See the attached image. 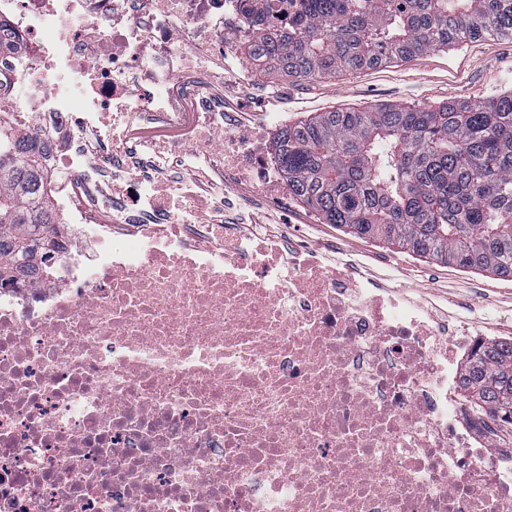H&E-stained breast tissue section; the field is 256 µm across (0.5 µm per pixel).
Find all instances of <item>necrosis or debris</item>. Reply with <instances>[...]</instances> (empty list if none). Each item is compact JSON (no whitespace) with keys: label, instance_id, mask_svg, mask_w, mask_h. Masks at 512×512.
Wrapping results in <instances>:
<instances>
[{"label":"necrosis or debris","instance_id":"necrosis-or-debris-1","mask_svg":"<svg viewBox=\"0 0 512 512\" xmlns=\"http://www.w3.org/2000/svg\"><path fill=\"white\" fill-rule=\"evenodd\" d=\"M233 0H0L69 231L0 279V512H512L418 302L252 262ZM150 230L139 233L138 225Z\"/></svg>","mask_w":512,"mask_h":512}]
</instances>
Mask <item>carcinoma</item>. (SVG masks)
<instances>
[{
  "mask_svg": "<svg viewBox=\"0 0 512 512\" xmlns=\"http://www.w3.org/2000/svg\"><path fill=\"white\" fill-rule=\"evenodd\" d=\"M240 47L280 74L315 80L407 62L492 35L512 37V0H288V26L250 0ZM50 141L0 120V274L29 276L57 246ZM288 193L325 224L463 269L512 277V89L479 105H380L281 127ZM459 389L512 426V339L475 345Z\"/></svg>",
  "mask_w": 512,
  "mask_h": 512,
  "instance_id": "carcinoma-1",
  "label": "carcinoma"
}]
</instances>
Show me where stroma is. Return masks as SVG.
Returning a JSON list of instances; mask_svg holds the SVG:
<instances>
[{"label":"stroma","mask_w":512,"mask_h":512,"mask_svg":"<svg viewBox=\"0 0 512 512\" xmlns=\"http://www.w3.org/2000/svg\"><path fill=\"white\" fill-rule=\"evenodd\" d=\"M224 107L238 113L244 135L258 136L264 157H271L277 128L270 113L289 121L320 112L378 104L439 105L448 101L478 104L512 88V39L494 37L452 50L431 51L408 62L340 73L315 81L293 80L264 72L248 62L238 44H230ZM236 190L244 199V221L236 227L248 238L249 221L266 222L270 246L285 239L302 241L301 253H289L294 265L337 257L358 284L374 283L386 294L419 302L432 321H447L453 344L483 338H512V278L470 271L422 258L388 243L357 237L323 223L318 213L292 196L268 200L248 180Z\"/></svg>","instance_id":"35a3bbf8"}]
</instances>
